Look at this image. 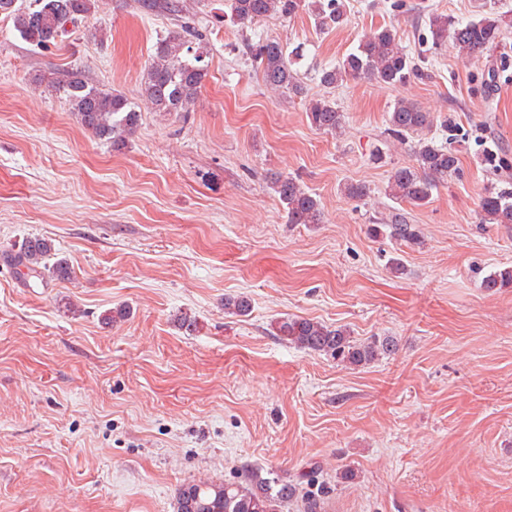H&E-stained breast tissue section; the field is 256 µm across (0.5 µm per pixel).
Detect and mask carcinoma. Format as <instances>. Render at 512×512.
Returning a JSON list of instances; mask_svg holds the SVG:
<instances>
[{"label":"carcinoma","mask_w":512,"mask_h":512,"mask_svg":"<svg viewBox=\"0 0 512 512\" xmlns=\"http://www.w3.org/2000/svg\"><path fill=\"white\" fill-rule=\"evenodd\" d=\"M90 0H36V7L23 10L14 0H0V11L12 21L14 30L27 42L47 49L67 33V25H75L89 11ZM231 19L246 27L271 15L292 17L308 11L321 28L344 23V12L338 0H228ZM512 25L507 16L489 13L479 19L460 21L446 14L429 17L428 30L432 44L448 41L460 49L462 57L475 54L497 44L504 29ZM192 31L185 27L173 30L154 46L152 62L141 88L144 103L155 112H186L205 81L208 71L201 56L188 59L192 50ZM253 63L266 85L288 95H300L303 87L293 69L292 58L277 41L265 40L248 45ZM421 73L409 53L400 45L389 28H379L364 36L357 47L330 69H324L320 82L334 87L347 78H370L398 85ZM54 90L67 99L81 125L95 138L106 140L121 149L136 132L141 113L117 90H104L84 71L58 68L49 80ZM310 124L318 130L337 134L345 125L344 113L336 103L317 99L307 109ZM435 117L404 99L394 103L387 113V131L400 142L433 127ZM416 165L392 169L386 192L396 202L422 206L433 192L459 170V159L453 151L433 141L418 140L414 146ZM272 190L284 205L290 224H318L321 206L317 197L292 176H281L272 182ZM480 223L512 224V191L488 189L481 200ZM385 228L391 237L406 243H421L417 226L409 223L404 213L393 211ZM10 261L26 282L70 280L68 260L57 257L48 238L28 237L10 254ZM489 290L512 288V266L491 273L484 281ZM250 300L243 296L224 298V310L236 316L250 311ZM270 334L298 349L328 355L352 366L368 365L392 352L395 341L389 337L357 342L343 327H332L302 317H280L270 324ZM302 472L298 480L265 477L262 470L248 464L241 467L235 480L189 481L176 492L173 512H283L291 501H299L304 512H322L323 496L312 491L301 492L300 483H312L311 473Z\"/></svg>","instance_id":"1"}]
</instances>
